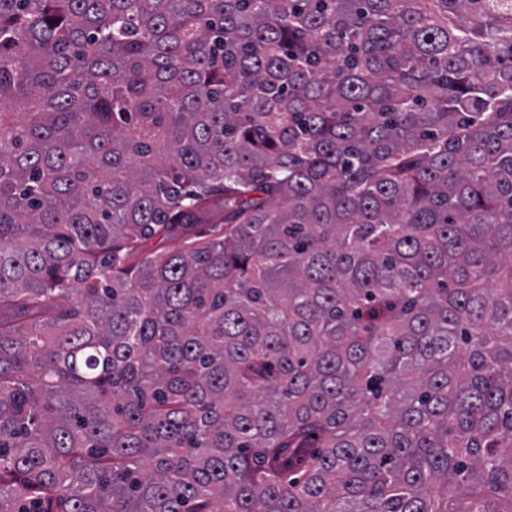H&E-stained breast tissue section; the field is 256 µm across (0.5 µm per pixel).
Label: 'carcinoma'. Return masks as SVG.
<instances>
[{"instance_id": "1", "label": "carcinoma", "mask_w": 512, "mask_h": 512, "mask_svg": "<svg viewBox=\"0 0 512 512\" xmlns=\"http://www.w3.org/2000/svg\"><path fill=\"white\" fill-rule=\"evenodd\" d=\"M0 512H512V0H0Z\"/></svg>"}]
</instances>
